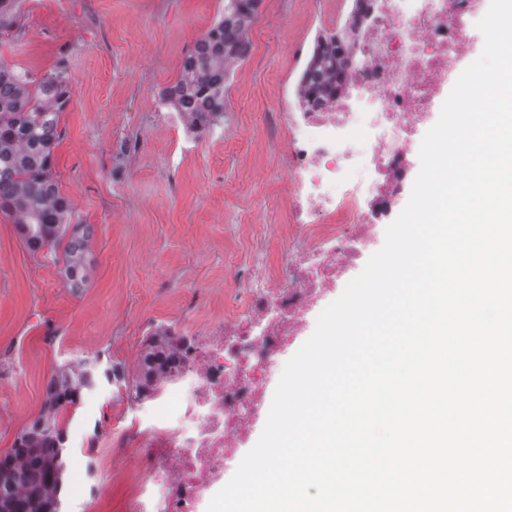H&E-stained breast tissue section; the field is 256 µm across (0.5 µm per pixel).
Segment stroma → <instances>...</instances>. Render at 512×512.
<instances>
[{"label": "stroma", "mask_w": 512, "mask_h": 512, "mask_svg": "<svg viewBox=\"0 0 512 512\" xmlns=\"http://www.w3.org/2000/svg\"><path fill=\"white\" fill-rule=\"evenodd\" d=\"M347 0H261L253 46L224 83V116L197 139L161 103L184 55L224 14V0H24L20 27L0 38V64L41 80L57 66L70 102L54 173L72 221L94 227L92 278L65 285L62 260L30 252L0 212V455L41 412L52 368L100 357L133 371L150 334L196 335L224 311L251 238L288 221L282 142L266 115L295 90L317 35L332 33ZM123 400L110 386L68 408L97 435L96 498L67 482L63 512H120L135 490L109 462V422Z\"/></svg>", "instance_id": "obj_1"}]
</instances>
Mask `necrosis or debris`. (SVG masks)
Masks as SVG:
<instances>
[{
	"instance_id": "4bbe7bcc",
	"label": "necrosis or debris",
	"mask_w": 512,
	"mask_h": 512,
	"mask_svg": "<svg viewBox=\"0 0 512 512\" xmlns=\"http://www.w3.org/2000/svg\"><path fill=\"white\" fill-rule=\"evenodd\" d=\"M480 0H355L342 65L320 93L272 112L284 138L288 221L224 289L223 315L156 369L113 424L112 461L137 486L125 512H207L266 412L282 359L336 288L370 257L407 182L411 155L471 52Z\"/></svg>"
}]
</instances>
